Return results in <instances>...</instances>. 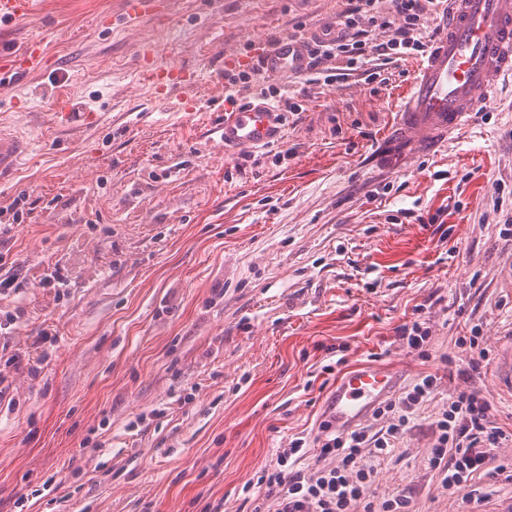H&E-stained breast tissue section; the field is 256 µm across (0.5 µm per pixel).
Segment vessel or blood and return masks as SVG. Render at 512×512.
I'll list each match as a JSON object with an SVG mask.
<instances>
[{
  "mask_svg": "<svg viewBox=\"0 0 512 512\" xmlns=\"http://www.w3.org/2000/svg\"><path fill=\"white\" fill-rule=\"evenodd\" d=\"M160 6V0H121V11L129 18L151 17ZM34 8L33 0H0V20L26 18ZM44 64L40 43L32 42L23 54L0 59V81L38 71ZM258 66L268 77L305 76L310 69L308 44L299 38H279L261 52ZM142 71L150 84H163L168 111L191 110L181 69L160 73L146 65ZM508 74L512 75V0H446L439 31L417 64L399 109L395 143L440 146L478 107L489 105L498 80ZM285 122L284 110L272 103L231 106L218 130L219 142L228 152L269 147L284 139ZM28 150L26 140L0 131V173L13 170ZM495 369L499 385L512 391V341L500 349ZM401 381L400 368L391 365H362L344 372L327 401L324 422L340 432L356 428Z\"/></svg>",
  "mask_w": 512,
  "mask_h": 512,
  "instance_id": "obj_1",
  "label": "vessel or blood"
}]
</instances>
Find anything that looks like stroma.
Here are the masks:
<instances>
[{
  "label": "stroma",
  "mask_w": 512,
  "mask_h": 512,
  "mask_svg": "<svg viewBox=\"0 0 512 512\" xmlns=\"http://www.w3.org/2000/svg\"><path fill=\"white\" fill-rule=\"evenodd\" d=\"M165 3L125 21L119 0H43L0 22V53L37 38L46 54L0 85V127L31 143L0 182V280L14 281L0 290V512H275L252 487L277 449L317 435L339 374L381 363L442 381L373 495L459 512L467 487L442 486L428 452L471 357L459 337L481 326L493 355L512 336L497 208L512 200V78L437 152L393 164L417 56L370 60L371 83L257 69L271 37L338 32L347 0ZM149 41L156 68L197 74L193 112L140 81ZM272 88L301 107L282 160L225 153L212 132L225 94ZM50 267L65 287L43 284ZM414 320L430 329L425 359L395 339Z\"/></svg>",
  "instance_id": "1"
}]
</instances>
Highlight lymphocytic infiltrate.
<instances>
[{
    "mask_svg": "<svg viewBox=\"0 0 512 512\" xmlns=\"http://www.w3.org/2000/svg\"><path fill=\"white\" fill-rule=\"evenodd\" d=\"M426 15L423 0H348L341 15V34L317 40L310 52V83H328L340 72L357 70L371 48L381 56L392 51L425 53L421 30ZM376 24L388 30L387 41L374 43L371 28ZM480 335L476 325L470 335L459 337V345L469 347L472 358L461 373L462 386L449 393L448 404L434 423L437 436L429 465L451 489L466 485L477 472L495 476L507 470L497 463L495 451L512 442V432L492 420L489 401L473 385L487 359ZM439 383L438 375L419 376L401 396L377 407L373 416L380 420V428L339 432L320 425L311 441L316 455H309L311 442L306 437L289 440L287 447L278 450L275 467L261 476V495L275 502L276 512H414L410 493L402 491L377 501L371 488L377 462L413 428L420 404L435 395Z\"/></svg>",
    "mask_w": 512,
    "mask_h": 512,
    "instance_id": "f902f5d3",
    "label": "lymphocytic infiltrate"
}]
</instances>
